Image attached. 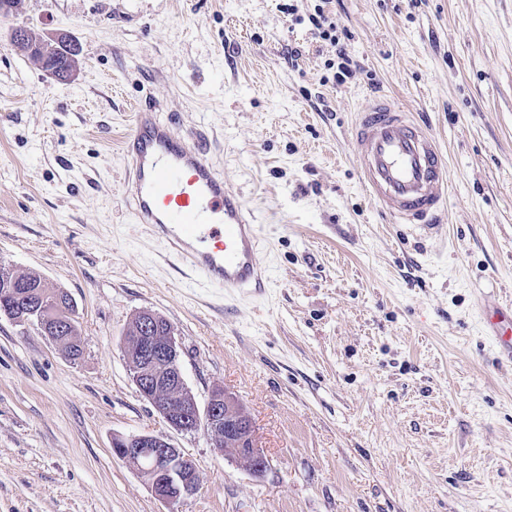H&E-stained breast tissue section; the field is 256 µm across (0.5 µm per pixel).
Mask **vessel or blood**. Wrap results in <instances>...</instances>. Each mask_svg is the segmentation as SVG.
<instances>
[{
	"label": "vessel or blood",
	"mask_w": 512,
	"mask_h": 512,
	"mask_svg": "<svg viewBox=\"0 0 512 512\" xmlns=\"http://www.w3.org/2000/svg\"><path fill=\"white\" fill-rule=\"evenodd\" d=\"M359 179L381 212L423 235L439 232L448 161L437 138L406 106L373 98L351 127ZM204 127L177 136L155 108L134 106L122 145L125 192L135 223L148 225L190 278L245 295L268 286L255 224L242 194L209 156ZM484 325L512 359V302L481 307Z\"/></svg>",
	"instance_id": "vessel-or-blood-1"
}]
</instances>
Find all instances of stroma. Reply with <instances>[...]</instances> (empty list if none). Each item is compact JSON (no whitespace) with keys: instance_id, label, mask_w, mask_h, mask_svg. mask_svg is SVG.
I'll use <instances>...</instances> for the list:
<instances>
[{"instance_id":"stroma-1","label":"stroma","mask_w":512,"mask_h":512,"mask_svg":"<svg viewBox=\"0 0 512 512\" xmlns=\"http://www.w3.org/2000/svg\"><path fill=\"white\" fill-rule=\"evenodd\" d=\"M318 0H15L0 19V265L75 305L82 354L0 315V512H167L112 439L165 436L197 467L179 512H512V363L483 301L512 299V0H329L353 60L334 81ZM67 33L66 80L11 43ZM299 49L289 57V49ZM385 94L440 140L442 235L381 213L349 135ZM155 103L264 228L262 297L184 280L130 215L119 144ZM152 311L198 406L248 407L256 478L167 426L126 367Z\"/></svg>"}]
</instances>
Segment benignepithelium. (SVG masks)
I'll list each match as a JSON object with an SVG mask.
<instances>
[{"mask_svg":"<svg viewBox=\"0 0 512 512\" xmlns=\"http://www.w3.org/2000/svg\"><path fill=\"white\" fill-rule=\"evenodd\" d=\"M124 355L140 395L171 429L189 433L203 425L213 446L230 452L252 476L261 477L271 468L270 458L259 446L251 413L232 393L214 390L205 411H200L185 383L174 332H162L152 312H143L135 335L126 337ZM112 452L147 478L152 494L169 512L199 489L195 463L164 437L149 432L116 436Z\"/></svg>","mask_w":512,"mask_h":512,"instance_id":"benign-epithelium-1","label":"benign epithelium"}]
</instances>
